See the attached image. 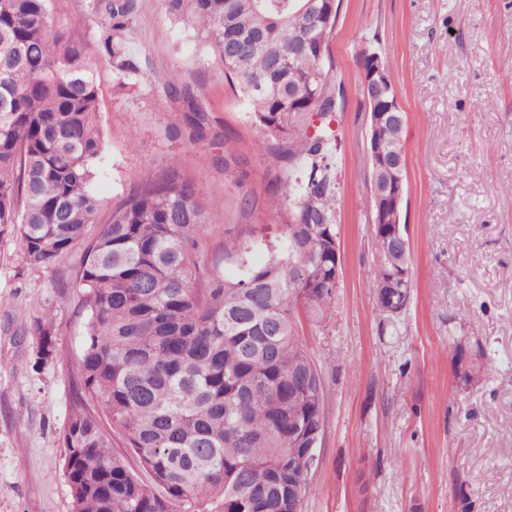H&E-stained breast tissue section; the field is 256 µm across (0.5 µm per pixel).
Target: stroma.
Segmentation results:
<instances>
[{"label":"stroma","instance_id":"stroma-1","mask_svg":"<svg viewBox=\"0 0 512 512\" xmlns=\"http://www.w3.org/2000/svg\"><path fill=\"white\" fill-rule=\"evenodd\" d=\"M60 18L83 37L96 69L104 153L92 188L99 212L150 174L177 164L210 213L198 256L231 275L228 237L269 240L286 213L269 191L284 169L256 147L261 131L224 77L203 33L162 0H138L129 51L132 86L101 48L93 0H62ZM387 59L408 114V224L414 286L407 311L384 320L374 284L369 112L362 54ZM330 57L345 101L331 127L342 275L326 327L299 333L322 366L327 396L318 460L301 512H512V0H341ZM191 84L207 132L163 79ZM243 163L224 165L225 152ZM256 205L240 208L242 194ZM80 249L50 268L27 264L25 245L0 239V512H72L60 435L75 400L85 315L73 286ZM49 314L56 354L34 359V319ZM481 344L488 368L471 385L454 377V336ZM494 473L486 481V473Z\"/></svg>","mask_w":512,"mask_h":512}]
</instances>
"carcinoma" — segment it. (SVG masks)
I'll use <instances>...</instances> for the list:
<instances>
[{
  "mask_svg": "<svg viewBox=\"0 0 512 512\" xmlns=\"http://www.w3.org/2000/svg\"><path fill=\"white\" fill-rule=\"evenodd\" d=\"M59 0H0V239L18 236L34 267L83 246L74 280L86 314L81 392L60 439L72 512H288V452L299 429L323 424L322 368L298 333L299 311L323 326L338 285L337 182L331 117L343 88L326 65L340 0H164L206 31L224 76L267 138L259 150L288 165L271 188L287 224L267 260L224 239L235 274L205 277L196 253L205 207L176 165L147 176L112 208L92 238L99 201L91 190L103 154L98 87L82 36L62 23ZM104 55L115 72L138 66L128 49L138 0H95ZM167 95L205 115L189 84ZM324 128L303 137L313 113ZM407 113L377 121L373 136L399 159L370 165L371 183L408 196ZM393 225L371 232L381 266L378 297L407 310L411 245L389 251ZM36 364L54 353L51 318L35 323ZM458 378L485 372L484 351L460 338ZM121 436L138 469L112 449Z\"/></svg>",
  "mask_w": 512,
  "mask_h": 512,
  "instance_id": "cac0c4a2",
  "label": "carcinoma"
}]
</instances>
